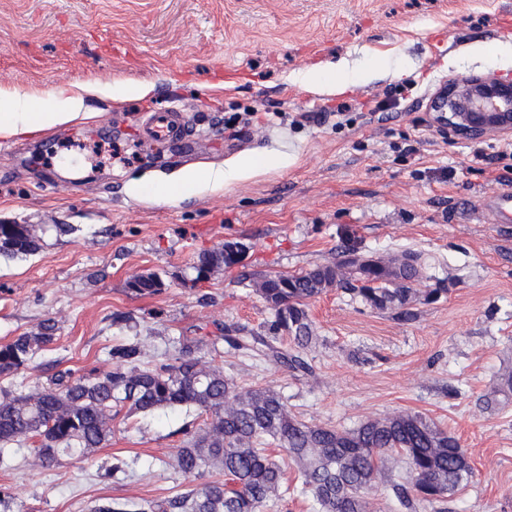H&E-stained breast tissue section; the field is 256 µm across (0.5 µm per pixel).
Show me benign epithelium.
<instances>
[{"label": "benign epithelium", "mask_w": 512, "mask_h": 512, "mask_svg": "<svg viewBox=\"0 0 512 512\" xmlns=\"http://www.w3.org/2000/svg\"><path fill=\"white\" fill-rule=\"evenodd\" d=\"M448 133L470 140L492 133L512 134V81L472 75L448 83L431 102Z\"/></svg>", "instance_id": "benign-epithelium-1"}]
</instances>
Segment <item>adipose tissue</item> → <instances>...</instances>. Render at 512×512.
I'll use <instances>...</instances> for the list:
<instances>
[{"mask_svg":"<svg viewBox=\"0 0 512 512\" xmlns=\"http://www.w3.org/2000/svg\"><path fill=\"white\" fill-rule=\"evenodd\" d=\"M95 81L80 84L78 92L58 91L53 108H44L45 94L41 91L0 89V140H11L23 135L40 133L72 123L84 116V95L101 91ZM288 159L279 154L240 157L229 170L186 169L169 182L161 196L163 202L180 201L186 189L200 184L222 187L249 177L261 170H279L287 167Z\"/></svg>","mask_w":512,"mask_h":512,"instance_id":"obj_1","label":"adipose tissue"}]
</instances>
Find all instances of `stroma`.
<instances>
[{
	"mask_svg": "<svg viewBox=\"0 0 512 512\" xmlns=\"http://www.w3.org/2000/svg\"><path fill=\"white\" fill-rule=\"evenodd\" d=\"M505 41L512 0H0V87H153L139 100L86 95L91 119L0 141V223L27 225L40 244L0 257V345L48 319L57 327L0 388L110 371L109 349L127 342L167 363L194 340L197 357L238 386L274 389L309 424L421 414L458 438L475 470L450 512H512V392L485 405L512 367V220L492 206L493 193L512 192V134L452 137L429 112L448 80H512V57L496 50ZM339 62L346 93L301 83L306 69ZM368 70L377 76L366 83ZM175 105L195 142L143 144L145 111ZM268 152L287 155V167L174 205L152 195L180 169ZM65 161L82 182L58 185ZM227 240L246 245L241 266L195 282L199 254ZM348 247L422 253L419 294L386 310L336 287L312 300L309 376L229 350L222 327L264 336L272 319L240 273L294 275ZM149 272L163 288L133 292L132 277ZM209 420L197 407L121 414L101 448L50 463L32 444L9 445L0 492L11 512L163 500L210 481L169 464Z\"/></svg>",
	"mask_w": 512,
	"mask_h": 512,
	"instance_id": "1",
	"label": "stroma"
}]
</instances>
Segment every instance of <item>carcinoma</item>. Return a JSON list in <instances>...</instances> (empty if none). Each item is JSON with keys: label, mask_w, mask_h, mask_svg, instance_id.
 I'll return each instance as SVG.
<instances>
[{"label": "carcinoma", "mask_w": 512, "mask_h": 512, "mask_svg": "<svg viewBox=\"0 0 512 512\" xmlns=\"http://www.w3.org/2000/svg\"><path fill=\"white\" fill-rule=\"evenodd\" d=\"M39 240L24 224H0V256L29 255ZM235 261L224 246L202 252L193 266L199 282ZM424 261L406 251L394 262L368 256L355 248L336 261L295 275L245 274L273 311L268 336H242L224 328L229 347L246 356H261L294 373L309 374L304 350L314 340L308 302L326 289L340 287L362 296L377 309L403 307L416 294ZM164 286L159 274L133 277L129 288L151 293ZM55 324L46 320L38 331L0 345V375L28 367L55 340ZM289 346L276 345L278 335ZM109 354L131 365L102 377L57 375L55 387L0 398V444L35 442L39 458L50 462L61 452L87 456L112 434V419L196 406L211 420L195 440L176 450L175 467L187 477L204 471L215 475L140 508L114 500L93 512H263L283 494L281 464L261 447L272 442L300 467L301 492L312 497L319 512H371V497L388 484L402 512H417L423 502L441 505L474 478V468L458 439L420 414H397L369 420L353 430L312 425L288 412L270 388H242L224 373L205 367L191 344L183 345L170 363L140 365L136 345H118ZM406 465L405 477L392 479V465Z\"/></svg>", "instance_id": "carcinoma-1"}]
</instances>
